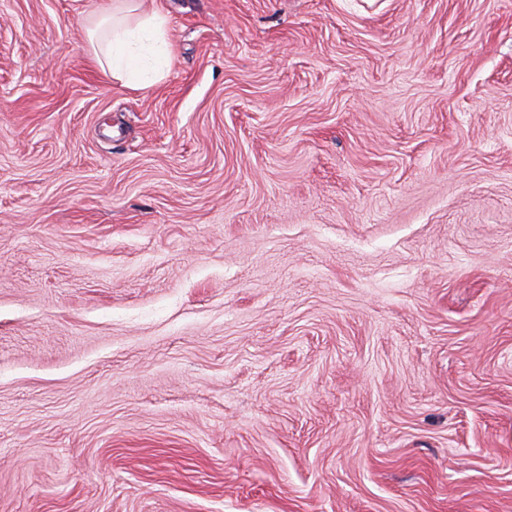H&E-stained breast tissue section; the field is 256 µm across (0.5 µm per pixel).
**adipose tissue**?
Listing matches in <instances>:
<instances>
[{"instance_id": "ef3b65f1", "label": "adipose tissue", "mask_w": 512, "mask_h": 512, "mask_svg": "<svg viewBox=\"0 0 512 512\" xmlns=\"http://www.w3.org/2000/svg\"><path fill=\"white\" fill-rule=\"evenodd\" d=\"M91 58L133 91L158 88L170 75L168 18L154 0H100L84 26Z\"/></svg>"}]
</instances>
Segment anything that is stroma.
<instances>
[{"label":"stroma","mask_w":512,"mask_h":512,"mask_svg":"<svg viewBox=\"0 0 512 512\" xmlns=\"http://www.w3.org/2000/svg\"><path fill=\"white\" fill-rule=\"evenodd\" d=\"M0 0V512H512V0ZM100 1L84 26L91 58L124 88H158L174 58L167 16L155 0Z\"/></svg>","instance_id":"stroma-1"}]
</instances>
